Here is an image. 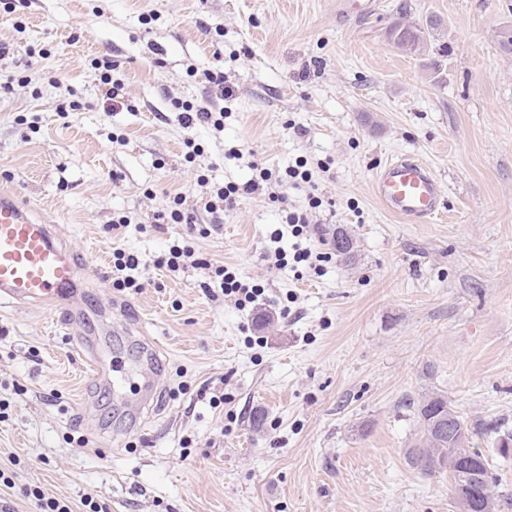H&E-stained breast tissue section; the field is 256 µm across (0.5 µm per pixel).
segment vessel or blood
<instances>
[{"label":"vessel or blood","instance_id":"1","mask_svg":"<svg viewBox=\"0 0 512 512\" xmlns=\"http://www.w3.org/2000/svg\"><path fill=\"white\" fill-rule=\"evenodd\" d=\"M384 208L412 223H423L445 209L440 184L430 167L413 156L386 163L372 185ZM79 266L51 225L34 220L27 206L0 190V300L18 306L59 305L65 319L81 317ZM81 353L105 394L121 391L118 375L125 368L121 356H106L99 338L80 339Z\"/></svg>","mask_w":512,"mask_h":512}]
</instances>
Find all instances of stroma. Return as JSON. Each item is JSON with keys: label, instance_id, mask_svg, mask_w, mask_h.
Returning a JSON list of instances; mask_svg holds the SVG:
<instances>
[{"label": "stroma", "instance_id": "stroma-1", "mask_svg": "<svg viewBox=\"0 0 512 512\" xmlns=\"http://www.w3.org/2000/svg\"><path fill=\"white\" fill-rule=\"evenodd\" d=\"M27 2L0 13V188L57 225L88 318L0 304V468L15 480L0 504L35 512L21 489L37 485L74 512L87 498L105 512H456L447 474L408 462L406 402L439 392L467 421L512 428V54L499 48L512 0H374L365 13L339 0ZM404 11L438 19L426 53L388 41ZM100 54L128 97L111 112L89 65ZM215 67L220 92L202 76ZM19 71L30 88L7 86ZM177 99L231 113L223 130H188ZM188 136L203 149L192 164ZM233 147L243 159H225ZM403 154L442 185L430 222L372 193ZM253 159L307 160L312 179L283 205L252 194L220 218L196 208L209 185L253 178ZM179 191L197 256L260 281L262 305L210 294L191 264L113 288V248L151 259L187 235L157 221ZM312 195L308 245L341 227L355 256L300 279L275 264L292 238L270 234ZM93 332L129 367L149 363L159 398L137 418L97 392L78 350Z\"/></svg>", "mask_w": 512, "mask_h": 512}]
</instances>
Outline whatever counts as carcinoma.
I'll return each mask as SVG.
<instances>
[{"label": "carcinoma", "mask_w": 512, "mask_h": 512, "mask_svg": "<svg viewBox=\"0 0 512 512\" xmlns=\"http://www.w3.org/2000/svg\"><path fill=\"white\" fill-rule=\"evenodd\" d=\"M437 25L429 19L421 24L408 17L391 26L388 38L399 50L418 52L424 47L426 36ZM336 255L349 259L353 255L354 242L348 233L338 228L333 238ZM418 427V438L409 451L411 466L423 476H433L437 472H448L452 492L460 486V473L457 460L469 455L478 468L480 478L471 496L473 512H483L489 507L492 512H503L512 508V498L497 491L498 479L493 473L488 459L480 449L470 446L477 435H495L502 457L512 453V432L503 424L468 423L448 402V397L434 393L421 399L414 409Z\"/></svg>", "instance_id": "carcinoma-1"}]
</instances>
